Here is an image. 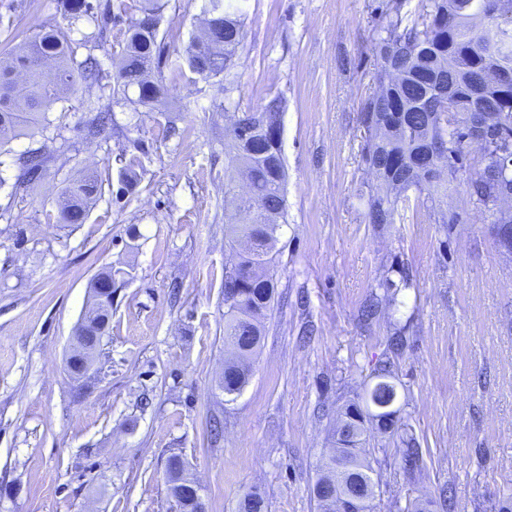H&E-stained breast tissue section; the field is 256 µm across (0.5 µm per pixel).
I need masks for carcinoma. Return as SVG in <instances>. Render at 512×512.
<instances>
[{
	"label": "carcinoma",
	"mask_w": 512,
	"mask_h": 512,
	"mask_svg": "<svg viewBox=\"0 0 512 512\" xmlns=\"http://www.w3.org/2000/svg\"><path fill=\"white\" fill-rule=\"evenodd\" d=\"M65 17L91 18L105 30L128 14L135 15L119 50L110 54L113 99H128L151 112L161 111L169 89L160 71L163 50L157 41L164 9L162 0H116L104 12L91 0H58ZM478 0H421L414 16L401 15L394 7L377 44L381 60L377 90L361 109V123L367 131L362 158L380 172L377 186L368 197L365 221L393 224L399 206L409 201L415 190L431 195L448 190V157L424 167L427 150L438 140L452 142L458 135L448 130L444 118L449 112L485 109L500 119L499 143L481 150L475 159L479 175L470 180V197L477 205H487L496 183L497 151L512 144V85L496 87L480 98L474 88L483 81L490 63L512 69V0H500L498 17H482ZM208 15L203 36H194L187 47L191 73L207 78L224 77V94L236 89L237 54L246 38L245 18L238 0H205ZM77 42L59 26L40 29L22 46L0 57V147L19 136H33L44 129L47 112L62 100L68 88L99 82L100 61L93 55L76 59ZM55 66L54 78L45 68ZM286 100L277 96L255 112L237 116L224 144L227 160L224 171V206L231 207L229 238L255 237L264 250L252 256L236 252L231 288L237 300L224 304V347L239 349L234 359L224 361V395L241 393L250 376L249 359L263 337L262 319L273 307L275 282L269 273L271 253L277 242L279 221L286 211V180L281 115ZM109 120L101 111L85 124L86 136H99ZM17 183H31L44 170L39 149L19 155ZM140 158L133 155L124 167L128 191L138 184ZM103 179L94 171H84L65 187L51 224H82L102 194ZM99 324H112V300L104 295L95 302ZM378 382L368 391L364 403L353 402L339 411L336 432L347 434L356 444L348 472L335 476L336 490L350 497H374V469L369 450L360 447L364 431L363 405L371 400L385 403L396 395L391 364L377 369ZM397 447L406 465L419 467V444L414 436L401 434Z\"/></svg>",
	"instance_id": "cac0c4a2"
}]
</instances>
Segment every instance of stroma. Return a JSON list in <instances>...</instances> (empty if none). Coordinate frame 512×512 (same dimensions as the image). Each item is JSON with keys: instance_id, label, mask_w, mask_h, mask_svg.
<instances>
[{"instance_id": "1", "label": "stroma", "mask_w": 512, "mask_h": 512, "mask_svg": "<svg viewBox=\"0 0 512 512\" xmlns=\"http://www.w3.org/2000/svg\"><path fill=\"white\" fill-rule=\"evenodd\" d=\"M58 0H0V54L61 23ZM419 0H245L238 87L185 68L204 0H169L159 25L165 111L112 103L108 45L71 27L99 83L49 113L35 139L0 153V512H171L166 459L181 451L207 512H239L259 487L266 512H319L311 490L334 445L336 411L360 400L381 361L423 468L368 426L380 479L375 512H407L447 491L454 512H512V254L460 173L447 196H420L395 223L365 221L376 181L362 159L360 112L377 88L376 44L394 5ZM283 96L288 183L270 271L266 333L241 394L227 400L224 140L234 113ZM111 122L86 139L88 113ZM46 172L16 186L19 153ZM138 149L135 189L118 197L122 149ZM87 168L104 180L84 223L51 224L61 190ZM112 331L89 376L65 365L88 285L103 268ZM408 287H401V278ZM392 288H385V281ZM377 316L361 317L370 294ZM407 346L393 355L390 339Z\"/></svg>"}]
</instances>
